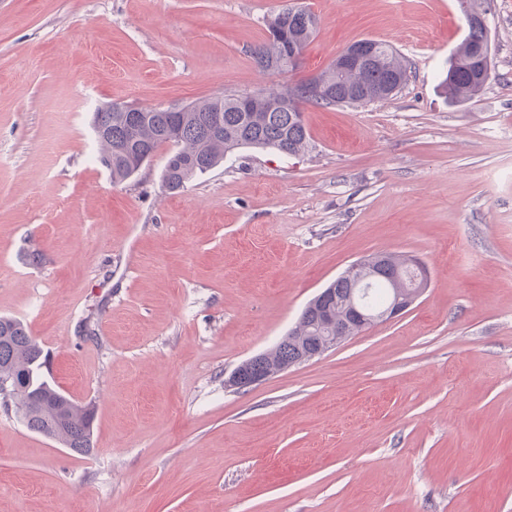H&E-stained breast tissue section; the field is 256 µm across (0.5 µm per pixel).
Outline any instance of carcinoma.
Wrapping results in <instances>:
<instances>
[{
    "mask_svg": "<svg viewBox=\"0 0 512 512\" xmlns=\"http://www.w3.org/2000/svg\"><path fill=\"white\" fill-rule=\"evenodd\" d=\"M290 8L285 7L271 15L285 16L282 28L283 46L300 42L303 46L313 39L318 29V18L307 11V19L288 18ZM484 38L481 28L471 30L458 47L454 61L448 68L444 84L448 99L463 102L476 95L481 71L476 68L474 47ZM379 62L341 75L331 65L319 73V78L332 89L343 91L354 87L369 97L392 88L398 94L409 78L402 57L388 44L374 40ZM259 68L266 70L264 62L278 51L263 42L250 50ZM303 97V85L296 81L283 90L267 89L247 95L240 105L236 95L222 93L202 101L182 106L180 112H124L117 104H106L93 114V129L100 131L98 160L112 175V181L122 182L136 171L135 161L144 151H156L161 145L173 147L162 174V185L173 193L183 189L194 177L206 173L224 161V155L241 148L253 147L275 150L286 156H296L308 150L309 137L303 112L307 105L330 107L338 102L312 98L298 103ZM333 293L328 301L333 316L341 321L345 317V304L358 288V281L338 277L331 283ZM395 285L386 279L375 280L370 289V305L380 309ZM7 330L9 339L0 341V377L13 379L19 389L12 403L21 413L26 426L47 438L57 441L78 456L93 452L92 433L95 419L94 406L70 407L66 425L56 428L51 414L52 403L64 397L43 372L47 356L41 345L30 336L27 327L17 319L0 317V329ZM319 328L310 308L302 311L296 326L286 337L267 351L266 366L273 369L294 359L301 347L315 342Z\"/></svg>",
    "mask_w": 512,
    "mask_h": 512,
    "instance_id": "1",
    "label": "carcinoma"
}]
</instances>
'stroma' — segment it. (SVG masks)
Instances as JSON below:
<instances>
[{"mask_svg": "<svg viewBox=\"0 0 512 512\" xmlns=\"http://www.w3.org/2000/svg\"><path fill=\"white\" fill-rule=\"evenodd\" d=\"M288 2L0 0V316L96 408L86 457L0 409V512H512V0H481L492 72L459 103V0H300L318 31L272 74L249 50ZM364 38L407 84L305 107L303 154L237 149L176 193L170 146L120 183L98 161L103 103L282 87ZM378 253L430 271L405 314L225 388Z\"/></svg>", "mask_w": 512, "mask_h": 512, "instance_id": "1", "label": "stroma"}]
</instances>
